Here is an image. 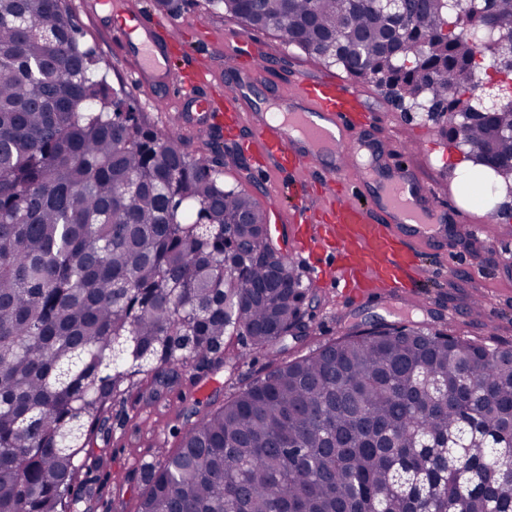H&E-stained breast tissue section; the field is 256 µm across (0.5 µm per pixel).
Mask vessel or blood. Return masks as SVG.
<instances>
[{
	"mask_svg": "<svg viewBox=\"0 0 512 512\" xmlns=\"http://www.w3.org/2000/svg\"><path fill=\"white\" fill-rule=\"evenodd\" d=\"M88 5L117 32L120 53L133 62L142 83L176 88L183 122L227 118L231 127L250 130L245 149L263 158L266 168L283 174L304 169L324 186L321 207L303 196L291 217L304 251L335 255V263L322 269L323 278L344 282L355 298L402 296L417 287L415 242H442L457 213L439 209L430 190L406 168L381 180L374 169L361 167L355 179L343 180L351 157L367 148L355 135L363 107L353 85L295 77L287 100L275 104L281 120L270 122L245 106L250 84L269 72L255 49L230 52V59L244 56L249 65L243 83L226 87L217 99L210 89L220 81L219 70L192 64L184 74L172 71L169 22L155 16L128 25L131 11L123 0H88Z\"/></svg>",
	"mask_w": 512,
	"mask_h": 512,
	"instance_id": "b4317fda",
	"label": "vessel or blood"
}]
</instances>
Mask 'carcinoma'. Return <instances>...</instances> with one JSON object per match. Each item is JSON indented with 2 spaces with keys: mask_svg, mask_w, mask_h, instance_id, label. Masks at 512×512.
I'll list each match as a JSON object with an SVG mask.
<instances>
[{
  "mask_svg": "<svg viewBox=\"0 0 512 512\" xmlns=\"http://www.w3.org/2000/svg\"><path fill=\"white\" fill-rule=\"evenodd\" d=\"M391 90L512 181V0H209ZM66 0H0V512L75 494L116 398L224 364L226 336L288 351L311 289L266 214L109 86ZM138 512H512V348L354 326L284 358L146 467Z\"/></svg>",
  "mask_w": 512,
  "mask_h": 512,
  "instance_id": "obj_1",
  "label": "carcinoma"
}]
</instances>
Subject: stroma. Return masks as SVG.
<instances>
[{
    "mask_svg": "<svg viewBox=\"0 0 512 512\" xmlns=\"http://www.w3.org/2000/svg\"><path fill=\"white\" fill-rule=\"evenodd\" d=\"M67 8L82 31L83 43L96 50L111 86L132 94L147 125L159 133L179 126L184 148L193 155L208 154L211 144L220 145L225 187L253 193L269 224L275 226L274 242L289 254L304 284L315 293L305 313L311 336L292 349V356L309 354L350 326L380 322L435 327L490 347L512 346V270H505L502 264L504 254L512 250V216L505 213L506 207L512 206V193L501 182L491 191L463 188L460 164L466 150L444 149L445 119L404 111L375 83H357L372 115L361 135L376 142L378 154L387 164L398 150L411 146L406 165L437 201L451 202L460 214L444 243L445 255L429 249L421 255L424 267L440 266V277L421 288L417 297H381L362 303L344 297L341 288L326 287L315 277L319 259L295 252L293 232L286 222L291 199L265 191L261 168L254 158H243L235 138L224 129L180 126L176 103L157 109L155 88L138 85L133 64L120 58L110 31L84 12L82 0H67ZM170 19L181 27L203 26L219 41L228 32L239 35L241 42L251 44L270 60V75L252 89L247 100L249 109L258 113L288 91L294 74L309 79L347 77L343 68L284 44L273 31L250 28L234 16L214 10L208 0H182ZM274 363L271 353L253 351L239 359L226 358L218 369L205 364L187 367L177 383L158 397H150L146 383L119 397L108 412V436L92 444L97 459L91 473L94 512H136L144 468L157 463L163 450L176 448L188 426L189 412L222 406L239 387Z\"/></svg>",
    "mask_w": 512,
    "mask_h": 512,
    "instance_id": "stroma-1",
    "label": "stroma"
}]
</instances>
